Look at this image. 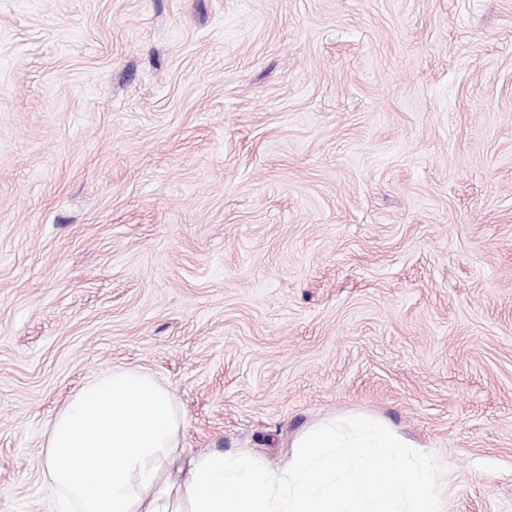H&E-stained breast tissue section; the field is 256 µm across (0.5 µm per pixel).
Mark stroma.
I'll return each mask as SVG.
<instances>
[{
  "instance_id": "1",
  "label": "stroma",
  "mask_w": 512,
  "mask_h": 512,
  "mask_svg": "<svg viewBox=\"0 0 512 512\" xmlns=\"http://www.w3.org/2000/svg\"><path fill=\"white\" fill-rule=\"evenodd\" d=\"M114 368L172 482L362 412L512 512V0H0V512Z\"/></svg>"
}]
</instances>
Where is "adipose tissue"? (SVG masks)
I'll return each instance as SVG.
<instances>
[{
	"label": "adipose tissue",
	"instance_id": "adipose-tissue-1",
	"mask_svg": "<svg viewBox=\"0 0 512 512\" xmlns=\"http://www.w3.org/2000/svg\"><path fill=\"white\" fill-rule=\"evenodd\" d=\"M179 428L171 394L145 372L87 383L47 430L43 466L60 512H439L429 461L361 414L311 427L280 467L208 452L184 486L164 487Z\"/></svg>",
	"mask_w": 512,
	"mask_h": 512
}]
</instances>
